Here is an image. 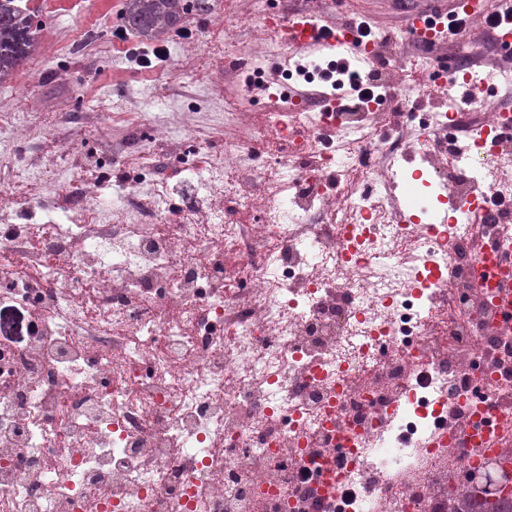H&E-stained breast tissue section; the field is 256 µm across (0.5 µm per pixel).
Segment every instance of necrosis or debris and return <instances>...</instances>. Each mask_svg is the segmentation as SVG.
Here are the masks:
<instances>
[{"label": "necrosis or debris", "instance_id": "4bbe7bcc", "mask_svg": "<svg viewBox=\"0 0 512 512\" xmlns=\"http://www.w3.org/2000/svg\"><path fill=\"white\" fill-rule=\"evenodd\" d=\"M465 79L474 114L394 122L385 80L292 123L272 183L225 113L238 178L121 222L74 185L41 254L1 193L0 512H436L459 469L498 465L512 317L471 268L512 248V129L481 115L485 70ZM455 421L467 452L434 436Z\"/></svg>", "mask_w": 512, "mask_h": 512}]
</instances>
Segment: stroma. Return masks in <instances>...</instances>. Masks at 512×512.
<instances>
[{"label": "stroma", "instance_id": "35a3bbf8", "mask_svg": "<svg viewBox=\"0 0 512 512\" xmlns=\"http://www.w3.org/2000/svg\"><path fill=\"white\" fill-rule=\"evenodd\" d=\"M125 0H58L55 11L38 14L67 37V45L45 58L29 89L14 80L0 82V188L15 200L16 221L45 223L39 206L57 197L65 172L85 182L98 167L103 194L116 200L136 191L149 197L166 191L173 171H189L191 150L164 137L170 124L190 127L204 150L224 151L220 137L225 110L244 109L250 99L242 85L224 72L231 40L251 46L264 69L261 100L278 94L286 71L299 68L303 55L270 44L254 0H212L209 13L187 15L184 33L162 44L163 61L139 69V56L152 54L154 42L127 34ZM282 11L305 10L339 23L365 21L374 34L396 41L398 56L379 60L398 92L416 93L414 65L421 58L452 57L482 48L481 65L498 74L512 70V57L497 48L486 24L470 25L464 36L436 45L412 41L404 25L407 12L429 8V0H279ZM159 130L148 137L147 127ZM142 157L140 168L126 166L128 155Z\"/></svg>", "mask_w": 512, "mask_h": 512}]
</instances>
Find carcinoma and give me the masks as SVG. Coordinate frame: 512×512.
Listing matches in <instances>:
<instances>
[{"mask_svg":"<svg viewBox=\"0 0 512 512\" xmlns=\"http://www.w3.org/2000/svg\"><path fill=\"white\" fill-rule=\"evenodd\" d=\"M189 4L199 13L211 10L210 0H126L125 23L146 40H164L180 28ZM37 31L33 14L21 7L20 0H0V80L11 77L19 65L36 52ZM485 485L483 492L497 499L477 501L470 512H512V497L504 498L491 491L489 486L493 482L489 477Z\"/></svg>","mask_w":512,"mask_h":512,"instance_id":"obj_1","label":"carcinoma"}]
</instances>
